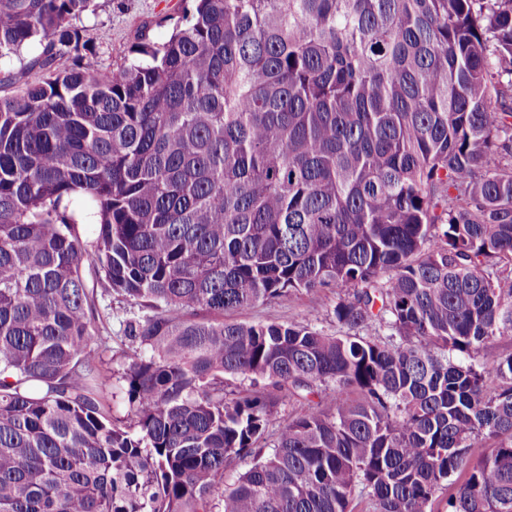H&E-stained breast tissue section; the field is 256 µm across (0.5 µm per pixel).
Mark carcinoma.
<instances>
[{
    "mask_svg": "<svg viewBox=\"0 0 512 512\" xmlns=\"http://www.w3.org/2000/svg\"><path fill=\"white\" fill-rule=\"evenodd\" d=\"M93 7L0 0V512H512V0H192L112 70ZM42 49L36 44L30 45L29 47L23 48L20 53L11 57L10 60L0 63V80H3L4 76L14 74L20 77L21 74L25 76V80L33 81L40 77L41 73L35 69L28 72L30 63L40 55ZM336 301V288H328L319 295L298 293L279 301L227 314L225 318L253 323L293 321L309 324L328 334H336L341 330L333 314ZM134 314H139L138 307L130 304L122 298L112 297V320H110V323L107 326V331L112 336V352L108 353L107 358H111L112 355L116 357V360L112 362L111 365L115 370L119 369L120 353L118 351L120 350L119 348L121 345L120 339L117 336H123L122 321L126 318L133 317Z\"/></svg>",
    "mask_w": 512,
    "mask_h": 512,
    "instance_id": "cac0c4a2",
    "label": "carcinoma"
}]
</instances>
